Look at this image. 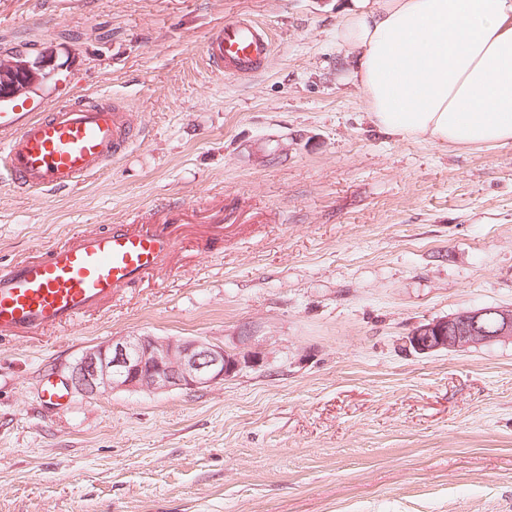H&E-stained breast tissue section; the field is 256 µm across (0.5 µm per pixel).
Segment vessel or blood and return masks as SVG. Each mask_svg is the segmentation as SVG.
I'll list each match as a JSON object with an SVG mask.
<instances>
[{
	"mask_svg": "<svg viewBox=\"0 0 512 512\" xmlns=\"http://www.w3.org/2000/svg\"><path fill=\"white\" fill-rule=\"evenodd\" d=\"M273 43L257 22L237 18L209 34L204 54L219 76L262 71ZM137 135L125 102L80 100L34 112L24 99L0 105V163L14 185L69 190L120 158ZM180 206L133 224L72 234L38 257L0 266V335L39 336L75 323L157 270L173 245Z\"/></svg>",
	"mask_w": 512,
	"mask_h": 512,
	"instance_id": "obj_1",
	"label": "vessel or blood"
}]
</instances>
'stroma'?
<instances>
[{
	"label": "stroma",
	"instance_id": "35a3bbf8",
	"mask_svg": "<svg viewBox=\"0 0 512 512\" xmlns=\"http://www.w3.org/2000/svg\"><path fill=\"white\" fill-rule=\"evenodd\" d=\"M351 0H0V48L53 54L37 109L120 99L139 137L64 192L0 173V266L168 202L161 269L70 326L0 342V512H512V341L417 354L432 320L512 306V143L371 121L336 27ZM268 66L226 79L211 30ZM264 362L196 390L40 402L115 336ZM272 47V40L262 26L247 18H237L211 31L204 54L215 74L243 77L265 68Z\"/></svg>",
	"mask_w": 512,
	"mask_h": 512
}]
</instances>
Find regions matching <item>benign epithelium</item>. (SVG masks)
Wrapping results in <instances>:
<instances>
[{
	"instance_id": "obj_1",
	"label": "benign epithelium",
	"mask_w": 512,
	"mask_h": 512,
	"mask_svg": "<svg viewBox=\"0 0 512 512\" xmlns=\"http://www.w3.org/2000/svg\"><path fill=\"white\" fill-rule=\"evenodd\" d=\"M506 340L512 341V306L463 311L419 326L408 336L409 345L420 354ZM262 359L257 349L234 353L202 338L115 336L87 349L68 367L64 382L69 390L88 395L196 389L223 382Z\"/></svg>"
}]
</instances>
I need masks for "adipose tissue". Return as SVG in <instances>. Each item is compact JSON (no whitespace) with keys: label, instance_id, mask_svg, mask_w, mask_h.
<instances>
[{"label":"adipose tissue","instance_id":"obj_1","mask_svg":"<svg viewBox=\"0 0 512 512\" xmlns=\"http://www.w3.org/2000/svg\"><path fill=\"white\" fill-rule=\"evenodd\" d=\"M336 42L373 123L448 147L512 143V0H353Z\"/></svg>","mask_w":512,"mask_h":512}]
</instances>
